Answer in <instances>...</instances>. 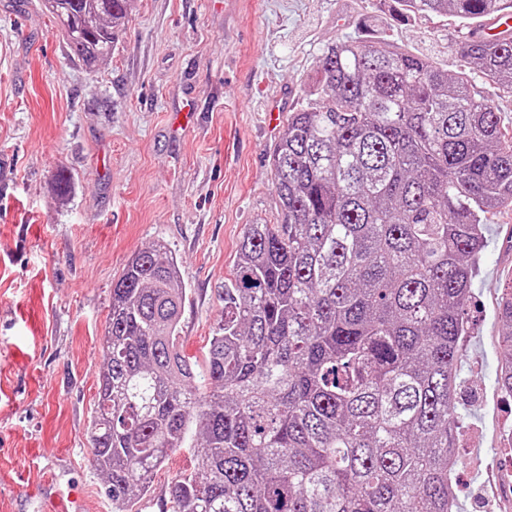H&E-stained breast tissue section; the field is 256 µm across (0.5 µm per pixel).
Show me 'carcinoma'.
<instances>
[{
	"mask_svg": "<svg viewBox=\"0 0 512 512\" xmlns=\"http://www.w3.org/2000/svg\"><path fill=\"white\" fill-rule=\"evenodd\" d=\"M129 0H45L75 56L112 57ZM464 23L507 0H399ZM512 93V30L464 45ZM272 154L275 224H250L197 375L163 244L112 285L89 448L112 512L197 448L173 512H457L454 393L486 214L512 204V127L427 56L343 40ZM512 343V292L498 311ZM498 389L512 396V359Z\"/></svg>",
	"mask_w": 512,
	"mask_h": 512,
	"instance_id": "1",
	"label": "carcinoma"
}]
</instances>
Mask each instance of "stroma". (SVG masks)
Masks as SVG:
<instances>
[{
  "mask_svg": "<svg viewBox=\"0 0 512 512\" xmlns=\"http://www.w3.org/2000/svg\"><path fill=\"white\" fill-rule=\"evenodd\" d=\"M477 28L400 15L398 0H130L110 60L72 55L42 0H0V512H43L46 483L79 512H112L92 466L100 339L127 262L164 243L188 292L183 353L204 369L224 322V283L248 225L279 210L271 156L323 50L378 41L454 74ZM69 177L65 197L57 175ZM512 287V206L486 217L455 391L459 512H501L500 448L512 397L497 305ZM181 448L131 512H171Z\"/></svg>",
  "mask_w": 512,
  "mask_h": 512,
  "instance_id": "35a3bbf8",
  "label": "stroma"
}]
</instances>
